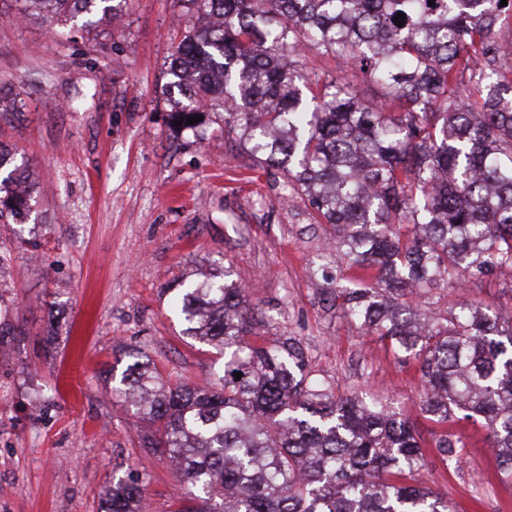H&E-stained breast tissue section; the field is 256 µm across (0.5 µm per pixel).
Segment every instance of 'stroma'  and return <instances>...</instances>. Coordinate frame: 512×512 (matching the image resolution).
Listing matches in <instances>:
<instances>
[{
    "instance_id": "stroma-1",
    "label": "stroma",
    "mask_w": 512,
    "mask_h": 512,
    "mask_svg": "<svg viewBox=\"0 0 512 512\" xmlns=\"http://www.w3.org/2000/svg\"><path fill=\"white\" fill-rule=\"evenodd\" d=\"M179 0H128L116 26L62 38L0 0V90L17 100L0 143L35 179L24 220L0 224V512H99L113 481L139 478L145 512H174L183 481L141 448L148 422L112 396L129 352L200 383L222 365L188 344L175 289L231 267L266 336L300 340L336 393L390 398L424 440L414 360L360 333L311 268L335 264L307 201L281 171H253L213 121L172 134L169 57ZM459 468L429 455L416 477L457 512H512L485 427L451 426Z\"/></svg>"
}]
</instances>
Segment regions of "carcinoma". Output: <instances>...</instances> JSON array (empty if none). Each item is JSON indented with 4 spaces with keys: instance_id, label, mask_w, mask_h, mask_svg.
Returning <instances> with one entry per match:
<instances>
[{
    "instance_id": "carcinoma-1",
    "label": "carcinoma",
    "mask_w": 512,
    "mask_h": 512,
    "mask_svg": "<svg viewBox=\"0 0 512 512\" xmlns=\"http://www.w3.org/2000/svg\"><path fill=\"white\" fill-rule=\"evenodd\" d=\"M16 2L66 34L122 12L114 0ZM179 2L185 30L167 75L186 102L172 130L220 113L247 168L283 173L336 252V274L311 275L334 285L362 334L417 362L442 462L466 448L448 423L479 422L497 479L512 483V315L466 296L512 269V40L501 37L512 0ZM309 52L347 75L301 80ZM0 171V221L15 220L35 182L1 148ZM440 286L445 307L419 313ZM177 307L184 336L216 348L223 370L190 387L133 354L113 386L155 426L141 447L183 476L175 512H456L415 478L427 455L415 426L382 401L336 395L296 339L267 344L227 269L185 285ZM143 509L141 482L118 480L101 512Z\"/></svg>"
}]
</instances>
